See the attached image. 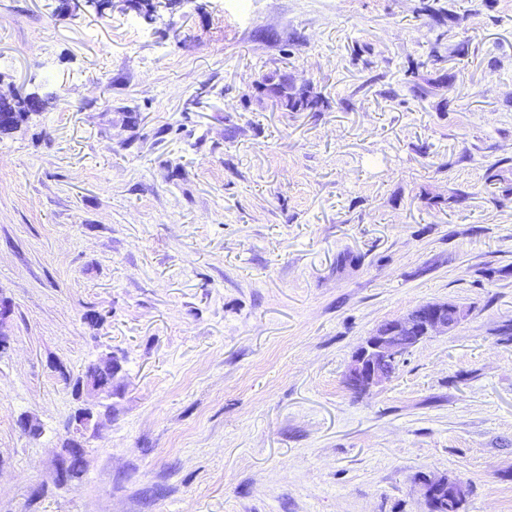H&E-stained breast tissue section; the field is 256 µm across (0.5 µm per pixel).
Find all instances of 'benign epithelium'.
Instances as JSON below:
<instances>
[{
  "label": "benign epithelium",
  "instance_id": "1",
  "mask_svg": "<svg viewBox=\"0 0 512 512\" xmlns=\"http://www.w3.org/2000/svg\"><path fill=\"white\" fill-rule=\"evenodd\" d=\"M465 317L460 306L450 302H426L412 308L406 314L379 324L365 343L358 349L350 365L347 379L351 387L367 390L389 379L401 359L425 338L453 330ZM77 392L112 394V389L99 385L87 371L76 384ZM92 408L78 409L69 418L67 439L69 451L81 448L79 437L92 425ZM422 495L430 504V512H438L437 489L440 481L419 479Z\"/></svg>",
  "mask_w": 512,
  "mask_h": 512
}]
</instances>
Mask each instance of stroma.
<instances>
[{
	"label": "stroma",
	"instance_id": "35a3bbf8",
	"mask_svg": "<svg viewBox=\"0 0 512 512\" xmlns=\"http://www.w3.org/2000/svg\"><path fill=\"white\" fill-rule=\"evenodd\" d=\"M14 93L47 104L0 134V512H429L421 475L512 512V0H0ZM426 301L468 315L351 389ZM276 103L288 112H305L316 109L319 97L313 96L309 87H297L293 83L277 84ZM94 413L92 408L84 407L78 409L74 415L69 418L67 430L70 438L67 439L69 453L78 451L82 447L78 436L82 437L92 425Z\"/></svg>",
	"mask_w": 512,
	"mask_h": 512
}]
</instances>
